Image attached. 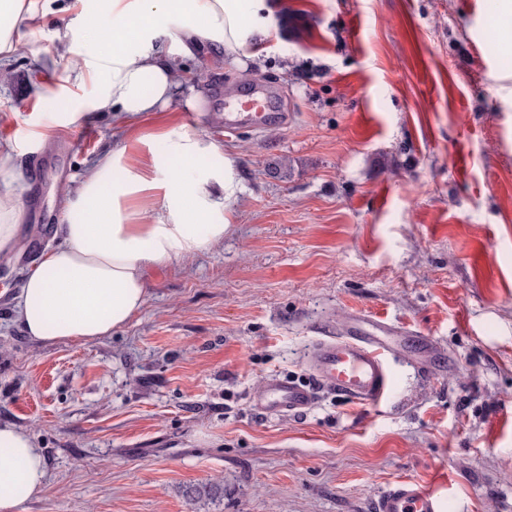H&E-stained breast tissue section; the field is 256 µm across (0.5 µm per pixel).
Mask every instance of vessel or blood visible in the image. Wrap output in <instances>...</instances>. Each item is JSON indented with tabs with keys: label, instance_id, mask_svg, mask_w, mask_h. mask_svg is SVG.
<instances>
[{
	"label": "vessel or blood",
	"instance_id": "vessel-or-blood-1",
	"mask_svg": "<svg viewBox=\"0 0 512 512\" xmlns=\"http://www.w3.org/2000/svg\"><path fill=\"white\" fill-rule=\"evenodd\" d=\"M234 97L237 107L225 114V126L243 122L261 126L280 117L274 95L263 86L238 90ZM410 344L423 353L432 340L393 327L379 316L353 314L341 334L314 341L306 363L315 385L328 387L357 403L375 405L387 399L393 389L392 358ZM315 385L274 374L263 380L252 400L259 411L270 416L298 414L314 403ZM446 508L441 495L411 479L394 482L378 494L373 504V512H446Z\"/></svg>",
	"mask_w": 512,
	"mask_h": 512
}]
</instances>
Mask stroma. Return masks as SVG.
Segmentation results:
<instances>
[{
    "instance_id": "stroma-1",
    "label": "stroma",
    "mask_w": 512,
    "mask_h": 512,
    "mask_svg": "<svg viewBox=\"0 0 512 512\" xmlns=\"http://www.w3.org/2000/svg\"><path fill=\"white\" fill-rule=\"evenodd\" d=\"M0 84V142L24 224L0 261V422L32 434L48 484L22 512H372L408 478L454 512H512V16L501 0H267L237 57L181 56L191 86L135 130L177 126L230 152L242 189L223 242L150 270V297L103 339L43 346L12 315L55 242L61 202L112 148L115 119L44 131L87 46L59 52L97 0H64ZM259 82L283 120L224 130L215 84ZM377 315L432 337L445 365L396 363L390 399L319 390L299 415L251 403L275 373L310 382L323 330ZM222 479L191 502L181 487Z\"/></svg>"
}]
</instances>
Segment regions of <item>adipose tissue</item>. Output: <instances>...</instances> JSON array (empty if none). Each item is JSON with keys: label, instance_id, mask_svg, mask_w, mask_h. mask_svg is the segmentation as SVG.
I'll return each mask as SVG.
<instances>
[{"label": "adipose tissue", "instance_id": "1", "mask_svg": "<svg viewBox=\"0 0 512 512\" xmlns=\"http://www.w3.org/2000/svg\"><path fill=\"white\" fill-rule=\"evenodd\" d=\"M265 0H100L93 21L72 30L96 55L70 70L83 83L101 73L96 97L50 115L67 127L93 113L116 114L118 139L65 196L58 245L46 249L14 296V320L33 342H93L125 326L149 298L151 269L184 261L221 242L241 191L231 156L213 142L173 127L159 134L165 160L131 163L129 126L164 108L186 79L158 40L163 20H185L184 52L216 42L234 55L265 26ZM45 8L35 0H0V69L21 43L19 27L36 26ZM12 184L0 185V258H11L23 226ZM48 483L44 455L22 429L0 423V512H21Z\"/></svg>", "mask_w": 512, "mask_h": 512}]
</instances>
